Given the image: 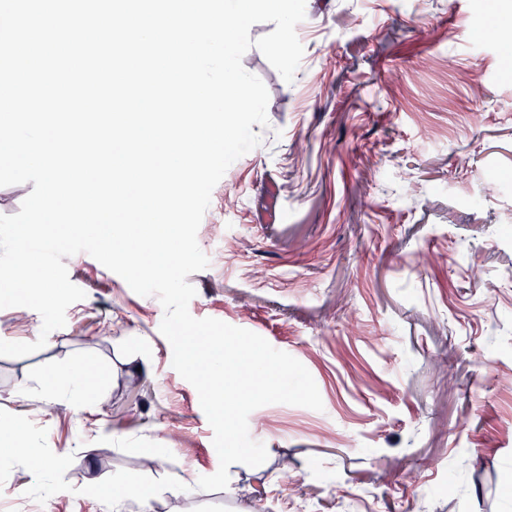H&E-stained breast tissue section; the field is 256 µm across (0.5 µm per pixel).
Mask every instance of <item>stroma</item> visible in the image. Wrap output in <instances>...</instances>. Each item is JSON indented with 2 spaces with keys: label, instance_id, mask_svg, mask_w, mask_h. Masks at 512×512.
<instances>
[{
  "label": "stroma",
  "instance_id": "1",
  "mask_svg": "<svg viewBox=\"0 0 512 512\" xmlns=\"http://www.w3.org/2000/svg\"><path fill=\"white\" fill-rule=\"evenodd\" d=\"M487 23L485 0H306L293 82L242 59L269 125L211 193L189 312L298 359L323 410H254L266 462L198 489L219 458L164 309L82 252L65 326L0 357V429L30 427L0 457V512H512V47ZM41 327L0 309V340ZM78 361L87 401L47 396ZM131 480L146 495L115 500Z\"/></svg>",
  "mask_w": 512,
  "mask_h": 512
}]
</instances>
